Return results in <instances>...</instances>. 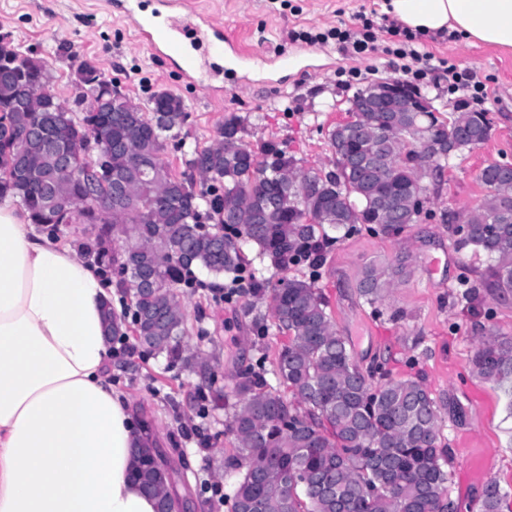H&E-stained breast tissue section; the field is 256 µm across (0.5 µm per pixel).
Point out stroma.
Masks as SVG:
<instances>
[{
    "label": "stroma",
    "mask_w": 512,
    "mask_h": 512,
    "mask_svg": "<svg viewBox=\"0 0 512 512\" xmlns=\"http://www.w3.org/2000/svg\"><path fill=\"white\" fill-rule=\"evenodd\" d=\"M254 58L241 70L209 52L216 99L183 76L175 63L137 42L130 21L116 19L105 0H0V34L23 54L44 62L49 88L74 99L78 65L95 59L106 79L141 105L158 92L181 98L187 114L167 156L181 167L184 153L212 144L228 114L245 128V142L259 149L272 141L304 169H325L333 156L327 135L345 117L356 87L339 84L349 60L335 42L310 44L304 33L336 26L360 27L383 0H196ZM434 60L477 73L490 88L484 105L491 120L488 140L450 159L430 217L395 240L368 230L340 238L327 249L315 285L329 301L338 334L362 371L382 367L391 377L422 378L438 406L441 441L453 458L450 494L463 512H477L489 481L507 492L501 512H512V380L497 384L472 370L479 340L496 331L512 336V293L483 289L461 299L464 280L476 279L485 256L458 249L448 215L477 205L486 190L477 171L492 161L512 162V49L469 43L446 32L422 36ZM66 55H58L59 44ZM407 256L409 275L380 307L365 303L357 284L365 265L388 266ZM182 291L187 333L178 359L154 355L133 338L114 343L109 372L140 416L151 420L158 446L173 469V486L184 512H231L225 503L235 482L224 460L234 441L226 430L232 414L224 395L247 367L272 371L284 338L276 330L258 336L253 325L265 312L252 296L230 288Z\"/></svg>",
    "instance_id": "1"
}]
</instances>
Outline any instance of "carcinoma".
Instances as JSON below:
<instances>
[{
  "instance_id": "obj_1",
  "label": "carcinoma",
  "mask_w": 512,
  "mask_h": 512,
  "mask_svg": "<svg viewBox=\"0 0 512 512\" xmlns=\"http://www.w3.org/2000/svg\"><path fill=\"white\" fill-rule=\"evenodd\" d=\"M44 69L15 47L0 55L5 120L0 123V199H17L31 222L52 234L62 226L98 225L97 264L117 269V288L132 311V331L155 354L180 355L187 328L179 288L191 286L195 269L215 279L244 280L248 294L268 301L272 326L287 337L273 369L278 386L248 369L232 391L236 402L227 432L235 453L224 462L238 474L232 512H456L448 493L451 458L441 447L438 406L424 383L360 370L314 281L296 276L263 281L246 270L242 250L245 244L255 246L278 270L305 265L317 272L334 240L331 231L347 235L358 224H372L382 236L398 237L407 225L382 222L378 211L388 191L417 181V154L404 157L396 141L384 139L376 151L382 176H358L346 169L344 157L364 150V143L333 128L328 140L339 155V174L325 184L275 143L265 144L259 154L242 148L243 126L232 114L220 127L232 143L194 149L183 159L186 170L177 173L164 152L166 134L186 119L178 96L159 92L148 110L127 95L114 99L100 67L89 58L76 73L84 75L86 94L104 104L94 116H79L58 97L42 107L24 102L21 86ZM427 116L435 141L445 150L474 149L490 134L486 112L459 107L447 119ZM23 128L44 129L46 142L20 148L14 133ZM122 140L133 143L136 157L152 169L134 182L112 216L98 217L87 205L83 184L70 176L46 183L43 195L30 193L33 179L52 172V154L85 143L74 164L93 168L98 146ZM128 162L124 154H112V170ZM193 169L203 173L201 181L187 175ZM288 169L298 182L323 188L318 222H305L309 202L286 185L281 172ZM97 171L100 183L110 182V171ZM477 181L490 193L473 207L465 233L457 238L459 249L487 257L478 279L462 292L470 301L480 288L512 292V169L487 165ZM267 198L276 200L275 208L265 210L263 223H253L250 206L259 208ZM226 210L238 213V221L224 223ZM213 218L218 223L207 227ZM121 237L127 247L117 257L112 242ZM407 275L405 257L389 268L369 264L358 294L370 305L380 304ZM472 364L488 381L511 376L512 336L490 332L482 337ZM158 457L153 448L138 449L132 473L151 492L170 487ZM505 495L498 482H489L478 512H500Z\"/></svg>"
}]
</instances>
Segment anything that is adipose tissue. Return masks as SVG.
I'll list each match as a JSON object with an SVG mask.
<instances>
[{"instance_id":"adipose-tissue-1","label":"adipose tissue","mask_w":512,"mask_h":512,"mask_svg":"<svg viewBox=\"0 0 512 512\" xmlns=\"http://www.w3.org/2000/svg\"><path fill=\"white\" fill-rule=\"evenodd\" d=\"M414 33L512 48V0H387ZM112 286L0 200V512H155L131 474L152 439L115 389Z\"/></svg>"}]
</instances>
